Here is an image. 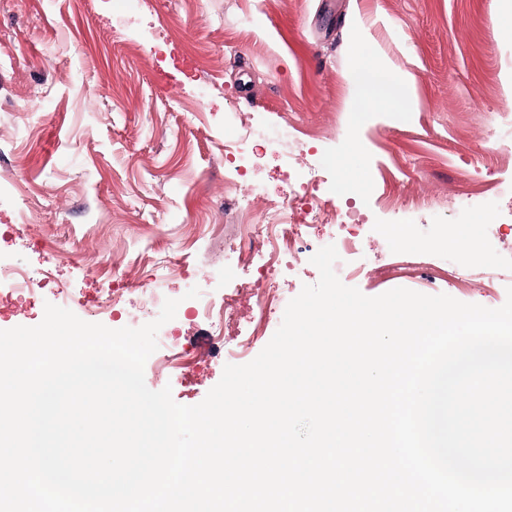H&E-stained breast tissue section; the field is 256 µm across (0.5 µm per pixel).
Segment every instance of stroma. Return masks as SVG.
Returning a JSON list of instances; mask_svg holds the SVG:
<instances>
[{
    "mask_svg": "<svg viewBox=\"0 0 512 512\" xmlns=\"http://www.w3.org/2000/svg\"><path fill=\"white\" fill-rule=\"evenodd\" d=\"M512 0H0V258L55 280L72 295L106 290L119 270L132 288L122 326L146 323L142 287L183 242L189 270L220 293L258 278L229 248L244 224L291 191L284 152L306 156L363 224L408 230L407 248L441 247L456 192L476 188L473 212L485 289L447 272L399 269L353 279L364 295L403 287L501 307L512 272ZM366 48L407 84L402 110L357 111ZM247 112L273 138L252 158L243 193L226 195L224 115ZM176 296L179 273L154 281ZM52 292L0 305V330L35 326ZM224 366L206 362L191 395L147 360L149 389L199 404Z\"/></svg>",
    "mask_w": 512,
    "mask_h": 512,
    "instance_id": "1",
    "label": "stroma"
}]
</instances>
